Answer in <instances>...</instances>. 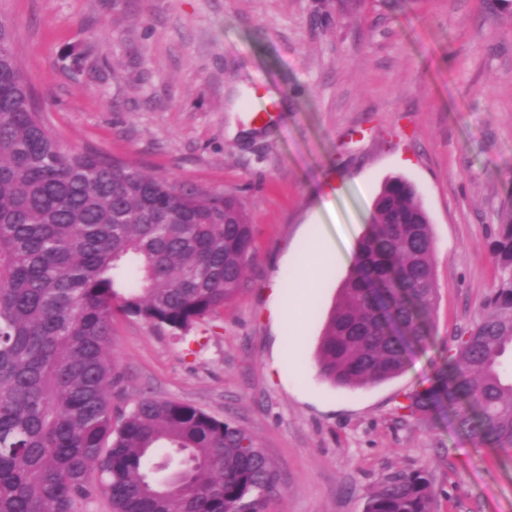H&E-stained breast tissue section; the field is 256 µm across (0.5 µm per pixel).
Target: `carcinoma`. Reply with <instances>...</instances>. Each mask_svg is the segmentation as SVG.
I'll return each instance as SVG.
<instances>
[{
	"instance_id": "cac0c4a2",
	"label": "carcinoma",
	"mask_w": 512,
	"mask_h": 512,
	"mask_svg": "<svg viewBox=\"0 0 512 512\" xmlns=\"http://www.w3.org/2000/svg\"><path fill=\"white\" fill-rule=\"evenodd\" d=\"M253 226L232 195L185 191L94 151L63 147L0 17V512H261L277 475L244 429L178 400L115 407L112 318L186 333L241 285ZM434 239L415 186L374 202L316 351L330 384L404 372L431 338ZM491 312L459 336L409 415L448 408L475 445L512 451V224L493 244ZM177 457L174 475L156 474ZM425 468L386 475L366 512H431Z\"/></svg>"
}]
</instances>
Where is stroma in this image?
<instances>
[{
  "mask_svg": "<svg viewBox=\"0 0 512 512\" xmlns=\"http://www.w3.org/2000/svg\"><path fill=\"white\" fill-rule=\"evenodd\" d=\"M0 14L64 147L235 196L253 226L239 289L187 335L113 319L123 408L148 394L247 430L278 475L264 512H365L386 474L417 468L432 512H512L504 453L474 446L450 413L405 410L497 284L512 0H0ZM394 176L432 224L433 340L397 378L338 388L316 348ZM300 253L324 275L295 324L282 309L299 298L277 284Z\"/></svg>",
  "mask_w": 512,
  "mask_h": 512,
  "instance_id": "1",
  "label": "stroma"
}]
</instances>
